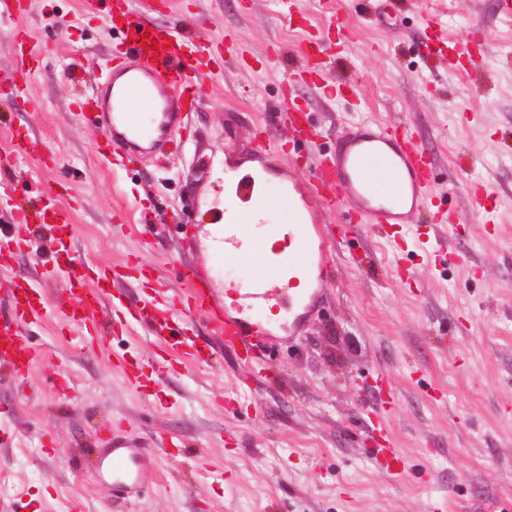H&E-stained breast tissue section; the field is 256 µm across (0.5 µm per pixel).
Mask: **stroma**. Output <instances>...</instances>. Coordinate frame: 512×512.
Instances as JSON below:
<instances>
[{
  "label": "stroma",
  "instance_id": "1",
  "mask_svg": "<svg viewBox=\"0 0 512 512\" xmlns=\"http://www.w3.org/2000/svg\"><path fill=\"white\" fill-rule=\"evenodd\" d=\"M300 6L290 24L275 0H194L201 34H232L250 66L204 79L193 139L130 171L102 162L99 129L73 105L112 49L104 16L82 0H29L23 18L0 16V149L13 125H31L33 151L57 158L40 172V190L73 209L77 225L69 257L45 265L22 251L14 270L53 295L61 283L51 272L71 258L119 265L126 305L179 288L171 261L181 251L206 257L228 172L289 178L305 192L310 159L357 119L400 125L429 149L430 208L458 219L462 263L426 262L419 242L442 236L428 213L404 228L403 250L360 227L338 244L319 300L296 334L279 332L256 381L202 319L188 336L211 347L205 364L163 349L138 325L89 344L52 322L22 327L45 358L20 379L0 368V410L10 411L0 422V475L14 479L5 496L17 512H103L107 502L112 512H512V21L495 0ZM62 16L69 28L57 25ZM308 24L346 41L328 75L345 82L341 98H326L297 70ZM20 27L44 48L29 76L11 49ZM438 28L446 53L470 45L474 69L449 77L423 62L418 48ZM13 79L27 83L24 95L5 89ZM290 96L316 141L289 139ZM262 124L272 129L264 147L255 138ZM27 171L16 154L0 163V224L8 201L35 202ZM478 182L497 196V224L474 211L469 188ZM143 211L162 234L146 240L130 228ZM117 355L146 367L167 358L151 397L127 386ZM118 418L156 467L153 491L128 502L113 501L112 480L98 470ZM384 434L409 463L397 479L372 460Z\"/></svg>",
  "mask_w": 512,
  "mask_h": 512
}]
</instances>
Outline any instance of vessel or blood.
<instances>
[{"mask_svg": "<svg viewBox=\"0 0 512 512\" xmlns=\"http://www.w3.org/2000/svg\"><path fill=\"white\" fill-rule=\"evenodd\" d=\"M144 7V0H113L108 13L114 23L112 55L101 68L99 83L84 101L102 130L99 153L119 164L130 159L143 165L165 153L196 109L194 84L200 75L191 60L194 14L187 10L177 25L152 28L142 19ZM145 34L157 41V48L143 49L139 38ZM16 38L18 64L22 70H30L32 63L39 61L40 50L26 30H18ZM207 48L214 75L222 71L225 57H244L242 47L229 37L208 42ZM296 53L311 72L321 76L333 60L332 54L317 48L309 38ZM431 187V162L407 131L376 123L348 127L335 148L318 160L304 200H297L286 189L260 193L254 181H239L235 199L252 202L258 213L277 210V222L266 225L260 233L251 224L225 225L222 242L210 248L208 267L179 266L177 276L182 287L163 303L179 322L207 319L222 336L225 348L242 354L251 366H263V347L270 332L261 319L251 316V309L273 293L288 306L300 304V296L291 293L282 274H298L308 289L314 269H326L336 256L334 235L321 225L309 223V213L317 208L339 209L379 228L404 226L426 206ZM472 195L476 212L482 218H494V193L479 185ZM35 218L49 227L48 240L30 235L29 225ZM75 231L72 211L57 207L47 196L39 213L19 206L12 209L9 223L0 225V277L7 281L4 294L11 300L10 309L0 313V361L9 362L16 372L30 369L44 355L42 348L19 334V326L53 319L62 332H69L76 324L90 336L99 333L98 316L104 308H112L117 322L128 326L153 323L162 303L151 297L132 309L116 307L110 288L119 284L122 275L113 267L88 274L72 270L53 297L37 280L11 271L9 259L14 250L24 247L38 256L53 254ZM278 234L287 240V249L267 251V237ZM432 254L439 263L455 264L461 257L455 234L439 239ZM240 262L252 263V276L237 288L231 311L215 309L211 299L217 274ZM98 456L101 472L112 476L116 498L138 492L147 484L144 451L127 430L113 433L110 447L99 449ZM373 459L394 478L407 466L399 449L388 440L375 448Z\"/></svg>", "mask_w": 512, "mask_h": 512, "instance_id": "1", "label": "vessel or blood"}]
</instances>
